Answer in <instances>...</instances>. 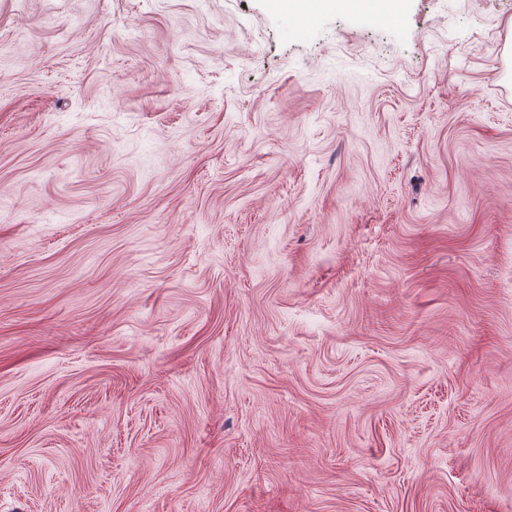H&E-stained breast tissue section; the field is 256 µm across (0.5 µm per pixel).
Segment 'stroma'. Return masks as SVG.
I'll list each match as a JSON object with an SVG mask.
<instances>
[{
	"instance_id": "1",
	"label": "stroma",
	"mask_w": 512,
	"mask_h": 512,
	"mask_svg": "<svg viewBox=\"0 0 512 512\" xmlns=\"http://www.w3.org/2000/svg\"><path fill=\"white\" fill-rule=\"evenodd\" d=\"M0 512H512V0H0ZM315 1L323 12H358L364 4L381 17H390L397 13L403 0H272V4L289 14L304 16L309 3Z\"/></svg>"
}]
</instances>
